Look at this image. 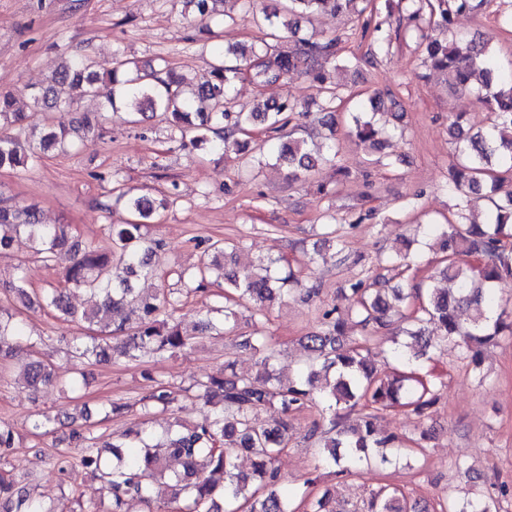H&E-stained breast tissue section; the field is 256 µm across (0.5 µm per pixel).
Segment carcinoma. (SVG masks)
I'll return each instance as SVG.
<instances>
[{
  "label": "carcinoma",
  "mask_w": 512,
  "mask_h": 512,
  "mask_svg": "<svg viewBox=\"0 0 512 512\" xmlns=\"http://www.w3.org/2000/svg\"><path fill=\"white\" fill-rule=\"evenodd\" d=\"M241 12L226 15L224 22H249L268 30L274 39L280 31V14H288L290 23L317 11L339 12L357 0H286L283 9H257V0H240ZM471 8V0H438L433 12L440 23L451 28L454 17ZM450 40H425V61L448 77L457 88L475 94L477 100L493 112L491 124L475 132L466 130L460 121L450 125L454 153L458 164L452 169L449 191L459 198L454 218L445 224H419L424 247L439 248L441 256L435 269L413 288L402 287L398 278L411 268L409 253H397L388 260L394 274H379L371 282L362 280L350 286L346 297L363 336L345 344V321L339 308L323 313L318 331L303 338L302 346L309 361L295 380L285 382L275 368V352L258 336L249 346L259 355L254 374L238 376L232 365L230 374L211 376L197 382L203 396L216 400L213 416L196 425L175 422L163 441L151 443L150 433L127 429L118 439L103 448L93 438L74 429L71 442L77 447L75 460L102 483L112 502V512H126L131 500L146 505L154 501L152 483L168 478L173 501L182 503V512H333L327 494L301 499L303 507L293 506L286 493L271 488L279 480L274 462L286 446L288 423L265 427L258 414L277 406L288 414L319 399L325 405L322 424L315 427L321 449V461L335 474L346 475L362 464L389 462L388 450L400 448L404 439L386 434L376 425L377 413L397 406L410 407L419 417L439 399L435 384L422 373L430 349H440L452 342L459 347L480 372L484 346L504 333H512V320L497 311L494 285L512 278V192L502 203H493L483 224L469 221L466 211L472 197L496 192L503 175L512 173V78L503 79L484 42H472L466 53ZM337 41L314 42L295 37L292 51H271L261 41L249 48L219 50L210 64L206 80L186 89L183 76L161 61L158 68L146 69L130 58L116 63L107 77L96 70V62L85 53L64 63L49 85L32 96L37 105L48 109L71 110L86 97H101L106 108H114L121 96L130 102L132 116L161 114L178 134L181 145L203 147L224 154L240 146L238 135L255 129L267 134L272 144L260 153L257 164L268 158L285 165L294 176H309L324 162L338 158L339 147L333 127L336 124L334 103L338 93L327 91L321 106L320 124L330 130L326 153L314 154L305 140L280 137L287 121L302 114L291 101L265 100L250 112L228 109L234 82L247 76L259 87L277 83L302 70L314 80L319 70L337 61ZM242 59L243 64L226 62V56ZM383 100L373 96L360 102L348 113L349 134L360 144L377 152L386 148L394 135L377 126L374 110ZM24 114L13 97L0 94V169L13 170L35 165L45 156L76 147V139L99 128V118L85 113L75 117L70 128L46 125L36 131L23 125ZM115 202L131 213L124 224H109L106 235L110 246L99 250L84 246L68 224H45L34 204L0 206V252L12 249L25 240L33 258L48 267L63 269L62 284L42 290L33 297L28 288L24 265L17 267L16 280L8 286L22 304L47 312L51 316L90 326L107 328L106 337L73 345L79 356L95 364L109 363L114 356L137 359L154 354L177 353L192 345V337L183 331L174 317L180 310L173 293L140 292L135 288L141 279L160 276L159 253L162 245L149 235V222L158 214L162 203L147 195L117 194ZM203 253L209 261L202 263L191 279L195 291L205 290L213 276L224 280V305L206 310L201 330L218 328L210 318L223 314L222 325L235 324L234 306L245 300L254 314L263 317L264 306L275 301L285 286H299L297 275L282 265L279 257L248 259L239 262L235 250L216 240ZM81 288L96 298L93 306L82 311L68 306L65 290ZM130 308L136 316L133 333L117 344L112 335L124 332L123 325L110 329L115 310ZM400 335L407 341L398 344L394 356L398 367L380 371L371 360L372 345L382 331L392 325V317L402 310ZM468 313L467 321L459 313ZM39 340L31 337L11 309L0 307V356L31 351ZM53 380L51 366L36 357L27 362L19 383L35 391ZM175 397L165 387L155 388L142 398L143 407L173 405ZM361 407L359 423L346 428L344 414ZM13 426L0 421V457L14 446ZM246 454L253 469L248 476L237 472L235 460ZM175 459L182 470L167 473V460ZM0 512H74L67 503L51 505L35 498L10 474L0 470ZM367 512H410L406 496L397 488L384 486L372 494ZM440 512H497L492 497L480 495L461 505H451Z\"/></svg>",
  "instance_id": "carcinoma-1"
}]
</instances>
